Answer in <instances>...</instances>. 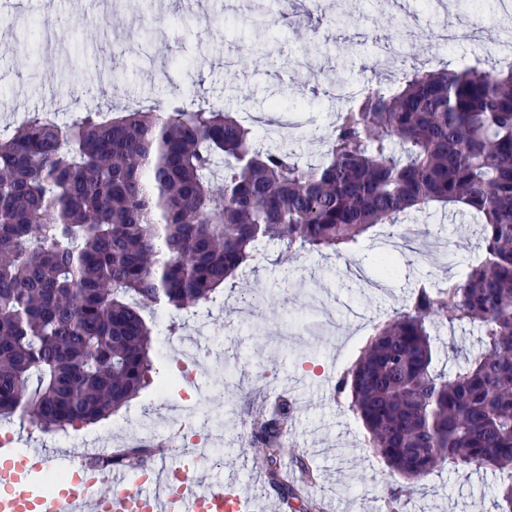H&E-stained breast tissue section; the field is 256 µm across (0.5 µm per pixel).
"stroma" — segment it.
<instances>
[{
  "label": "stroma",
  "instance_id": "1",
  "mask_svg": "<svg viewBox=\"0 0 512 512\" xmlns=\"http://www.w3.org/2000/svg\"><path fill=\"white\" fill-rule=\"evenodd\" d=\"M325 0L311 16L295 15L291 4L273 0H48L45 10H17V26L0 29V125L20 121L23 113L42 111L65 121L82 99L89 70L120 71L122 78L106 84L95 104L107 108L149 105L172 95L206 98L238 116H275L278 125L263 139L266 147L295 154L302 164L324 159V140L339 107L333 95L336 79L349 84L376 80L397 85L405 70L428 62L486 59L508 35L499 0ZM68 18L58 37L61 50L45 49L39 27L45 12ZM160 15L161 24L140 33L143 12ZM405 43L402 56L385 68L373 56L376 38ZM443 208L414 213L410 224L423 234L403 238L402 226L391 227L388 249L397 274L380 281L375 241H364L345 256L303 252L290 266L305 283L288 296L286 307L263 302L261 310L246 307L245 298L264 293L280 279L278 247L267 243L265 260L243 273L234 291L204 308L202 317L168 309L152 319V383L107 419L77 427L72 438L44 434L15 416L0 421L17 447L42 445L68 450L83 441L115 448L141 437L139 428L147 404L157 391V378L177 359L165 346L168 324L176 338L193 337L209 353L226 316L242 327L235 364L238 384L230 404L214 392L224 383L216 370L192 398L198 418L220 419L229 451L218 465H205L210 478L237 469L243 479L262 490L265 479H254L263 451L238 444L242 427L262 411L272 393L296 397L288 426L283 465L295 456L308 458L317 478L306 489L322 512H493L498 475L490 469L462 466L433 472L415 483V492L399 510H392L387 489L389 468L366 446V431L334 392L341 374L357 359L374 327L402 309L413 285L421 279L440 281L459 275L477 253L478 223L465 217L446 222ZM306 329L301 347L270 335L268 326L280 316ZM274 372L268 385L258 384V372Z\"/></svg>",
  "mask_w": 512,
  "mask_h": 512
}]
</instances>
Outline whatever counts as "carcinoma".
Returning a JSON list of instances; mask_svg holds the SVG:
<instances>
[{
	"label": "carcinoma",
	"mask_w": 512,
	"mask_h": 512,
	"mask_svg": "<svg viewBox=\"0 0 512 512\" xmlns=\"http://www.w3.org/2000/svg\"><path fill=\"white\" fill-rule=\"evenodd\" d=\"M430 205L479 217L483 257L421 280L336 381L367 446L399 482L445 467L499 474L512 512V67L478 61L362 86L336 113L326 159L301 165L199 96L145 111L33 113L0 130V419L66 429L109 417L149 385L146 308L186 310L276 242L354 250L364 235ZM480 328L479 347L437 366L434 336ZM288 400L253 423L268 484L280 473Z\"/></svg>",
	"instance_id": "1"
}]
</instances>
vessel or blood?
I'll use <instances>...</instances> for the list:
<instances>
[{
	"instance_id": "vessel-or-blood-1",
	"label": "vessel or blood",
	"mask_w": 512,
	"mask_h": 512,
	"mask_svg": "<svg viewBox=\"0 0 512 512\" xmlns=\"http://www.w3.org/2000/svg\"><path fill=\"white\" fill-rule=\"evenodd\" d=\"M75 461L71 451L0 447V512H259L235 471L217 480L185 476L176 483L165 467L145 484L118 473L75 487L37 485V477L72 471Z\"/></svg>"
}]
</instances>
